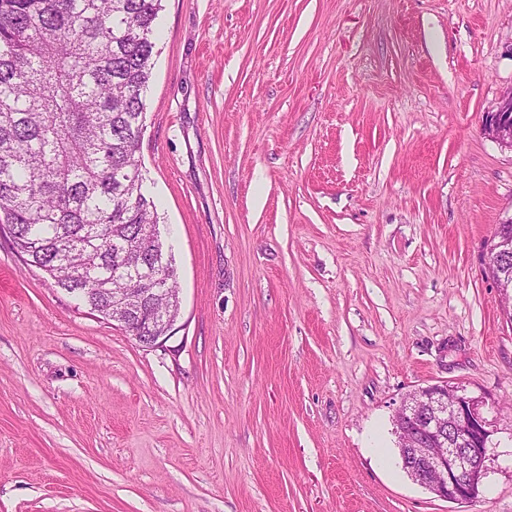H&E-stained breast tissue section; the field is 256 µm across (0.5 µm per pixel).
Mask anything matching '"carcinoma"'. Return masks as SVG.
<instances>
[{"instance_id":"cac0c4a2","label":"carcinoma","mask_w":512,"mask_h":512,"mask_svg":"<svg viewBox=\"0 0 512 512\" xmlns=\"http://www.w3.org/2000/svg\"><path fill=\"white\" fill-rule=\"evenodd\" d=\"M161 0H0V223L12 244L108 316L123 263L153 266L177 310L172 257L138 151Z\"/></svg>"}]
</instances>
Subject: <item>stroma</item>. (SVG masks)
<instances>
[{
	"mask_svg": "<svg viewBox=\"0 0 512 512\" xmlns=\"http://www.w3.org/2000/svg\"><path fill=\"white\" fill-rule=\"evenodd\" d=\"M512 0H163L139 156L180 311L140 345L0 235V512H512V314L485 273ZM448 383L497 460L403 471ZM478 406L476 398L458 394L448 383L435 384L415 391L395 416L408 476L448 502L476 499L495 461L494 430Z\"/></svg>",
	"mask_w": 512,
	"mask_h": 512,
	"instance_id": "stroma-1",
	"label": "stroma"
}]
</instances>
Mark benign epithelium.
I'll return each mask as SVG.
<instances>
[{"label": "benign epithelium", "mask_w": 512, "mask_h": 512, "mask_svg": "<svg viewBox=\"0 0 512 512\" xmlns=\"http://www.w3.org/2000/svg\"><path fill=\"white\" fill-rule=\"evenodd\" d=\"M483 133L512 151V89L504 93L497 111L487 115ZM489 261L512 255V237L496 233L488 245ZM163 288H147L139 298L112 297V321L136 341L155 347L170 336L175 319L131 316L134 308L153 306ZM401 442L399 453L413 481L440 499L467 503L476 499L483 479L494 464V430L479 411V401L446 384L422 387L402 404L395 416Z\"/></svg>", "instance_id": "7a95c632"}]
</instances>
